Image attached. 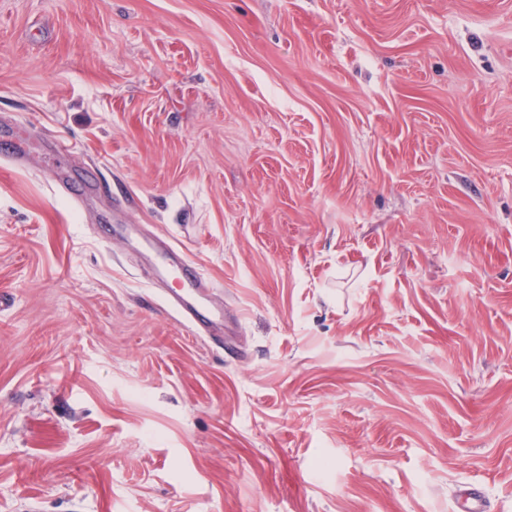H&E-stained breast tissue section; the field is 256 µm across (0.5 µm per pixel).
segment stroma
<instances>
[{
  "mask_svg": "<svg viewBox=\"0 0 512 512\" xmlns=\"http://www.w3.org/2000/svg\"><path fill=\"white\" fill-rule=\"evenodd\" d=\"M474 482L512 512V0H0V512ZM164 256H167L165 266L169 264L171 258L178 257L181 260L182 274L175 280L170 276L164 275L162 283L159 285L161 292L175 306L179 313L185 318L192 332L197 335L209 336L218 339V333L224 327V307L220 305L213 307L210 315L202 309L198 302V295L203 294L207 297L212 288L199 272L186 263L187 258L178 249L169 243L160 250ZM173 280V281H172Z\"/></svg>",
  "mask_w": 512,
  "mask_h": 512,
  "instance_id": "stroma-1",
  "label": "stroma"
}]
</instances>
